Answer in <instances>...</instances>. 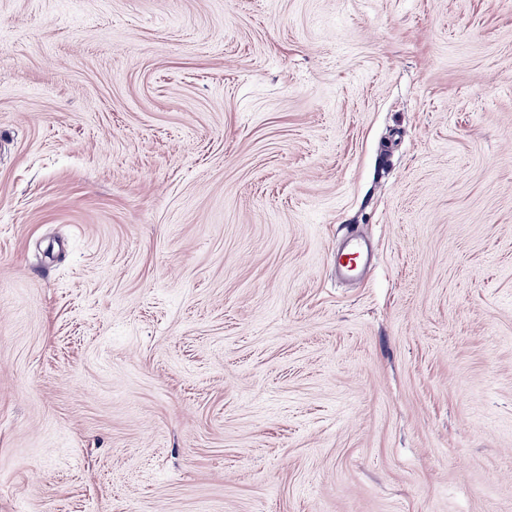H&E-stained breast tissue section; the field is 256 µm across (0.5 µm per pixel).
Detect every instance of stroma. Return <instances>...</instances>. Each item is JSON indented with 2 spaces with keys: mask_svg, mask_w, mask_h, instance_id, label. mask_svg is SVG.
<instances>
[{
  "mask_svg": "<svg viewBox=\"0 0 512 512\" xmlns=\"http://www.w3.org/2000/svg\"><path fill=\"white\" fill-rule=\"evenodd\" d=\"M0 512H512V0H0Z\"/></svg>",
  "mask_w": 512,
  "mask_h": 512,
  "instance_id": "obj_1",
  "label": "stroma"
}]
</instances>
